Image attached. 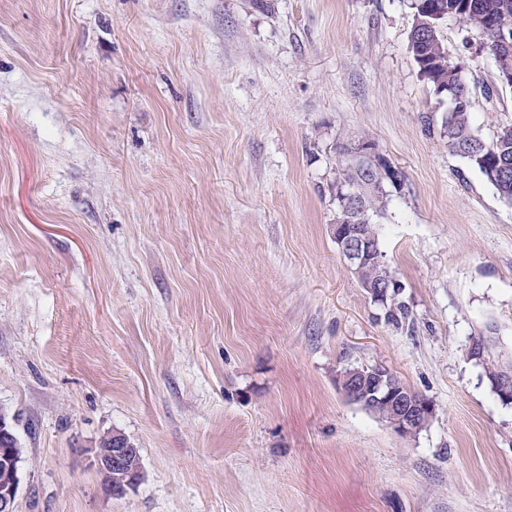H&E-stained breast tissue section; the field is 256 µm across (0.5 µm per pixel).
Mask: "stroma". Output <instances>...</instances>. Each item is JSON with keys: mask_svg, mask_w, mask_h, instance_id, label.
Segmentation results:
<instances>
[{"mask_svg": "<svg viewBox=\"0 0 512 512\" xmlns=\"http://www.w3.org/2000/svg\"><path fill=\"white\" fill-rule=\"evenodd\" d=\"M0 0V408L16 512H512V205L440 134L406 0ZM467 76L484 137L512 122ZM403 184L380 220L412 320L331 233L336 141ZM383 364L414 437L347 400ZM119 433L142 477L93 464ZM494 327L492 325H488L486 327V331L480 334L479 336H471L469 338V343L472 340L470 346L475 343L478 344L482 348V358L484 364H481L483 368L485 369L486 375L490 381L491 377H493L498 371L502 369H511V367H507L504 365L499 364L498 361H496V358L494 356L493 352V340L491 338V335H488L486 333H493ZM469 346V345H468ZM469 346V348H470ZM469 348H467V353H469ZM376 366H357L343 370L338 378L343 394L365 404L380 405L374 415L386 421L401 436L412 437L417 431H422L435 418L436 408L394 384L386 366L369 371ZM353 368L366 369L369 372ZM381 405L386 408L387 417ZM14 416L0 408V440L10 438L11 448H0V512H15V501L19 487V463L21 454L19 448H13L18 444V438L13 433ZM12 432V436H11Z\"/></svg>", "mask_w": 512, "mask_h": 512, "instance_id": "obj_1", "label": "stroma"}]
</instances>
